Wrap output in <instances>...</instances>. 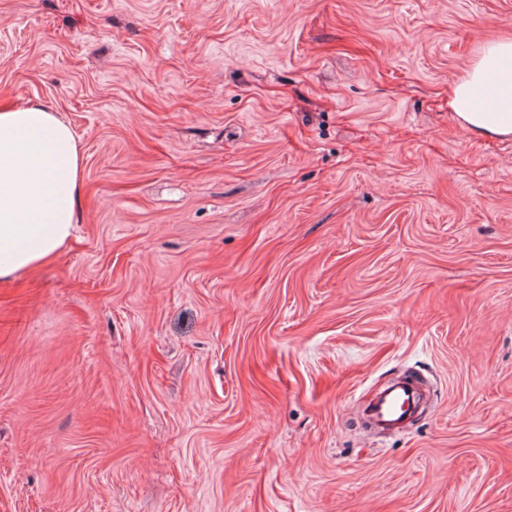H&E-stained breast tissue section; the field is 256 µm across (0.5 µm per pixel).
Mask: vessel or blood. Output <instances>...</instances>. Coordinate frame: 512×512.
<instances>
[{
	"label": "vessel or blood",
	"mask_w": 512,
	"mask_h": 512,
	"mask_svg": "<svg viewBox=\"0 0 512 512\" xmlns=\"http://www.w3.org/2000/svg\"><path fill=\"white\" fill-rule=\"evenodd\" d=\"M419 397L417 379L405 376L377 391L364 412L376 430L393 434L402 431L415 416Z\"/></svg>",
	"instance_id": "obj_1"
}]
</instances>
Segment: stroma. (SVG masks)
<instances>
[{
	"mask_svg": "<svg viewBox=\"0 0 512 512\" xmlns=\"http://www.w3.org/2000/svg\"><path fill=\"white\" fill-rule=\"evenodd\" d=\"M512 0H0L82 153L0 281V512H512V139L448 89ZM426 407L362 420L406 373Z\"/></svg>",
	"mask_w": 512,
	"mask_h": 512,
	"instance_id": "35a3bbf8",
	"label": "stroma"
}]
</instances>
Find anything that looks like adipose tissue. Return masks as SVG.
Instances as JSON below:
<instances>
[{
  "label": "adipose tissue",
  "mask_w": 512,
  "mask_h": 512,
  "mask_svg": "<svg viewBox=\"0 0 512 512\" xmlns=\"http://www.w3.org/2000/svg\"><path fill=\"white\" fill-rule=\"evenodd\" d=\"M448 105L460 126L512 138V36L486 42ZM82 156L70 126L38 102L0 111V279L35 267L70 238Z\"/></svg>",
  "instance_id": "1"
}]
</instances>
